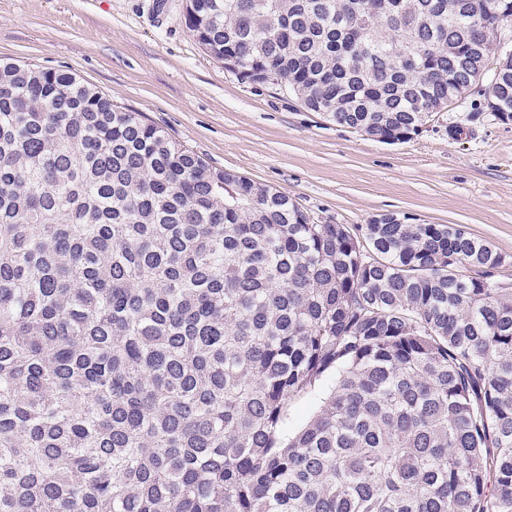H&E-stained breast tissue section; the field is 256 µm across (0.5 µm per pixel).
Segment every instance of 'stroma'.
<instances>
[{"instance_id": "obj_1", "label": "stroma", "mask_w": 512, "mask_h": 512, "mask_svg": "<svg viewBox=\"0 0 512 512\" xmlns=\"http://www.w3.org/2000/svg\"><path fill=\"white\" fill-rule=\"evenodd\" d=\"M184 11L185 0H0V59L73 74L211 166L287 193L315 223L396 212L463 225L505 256L495 277L512 283V123L478 109L479 95L382 143L241 81L201 50Z\"/></svg>"}]
</instances>
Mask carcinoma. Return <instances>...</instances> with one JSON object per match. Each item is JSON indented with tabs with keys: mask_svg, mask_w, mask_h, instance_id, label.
<instances>
[{
	"mask_svg": "<svg viewBox=\"0 0 512 512\" xmlns=\"http://www.w3.org/2000/svg\"><path fill=\"white\" fill-rule=\"evenodd\" d=\"M509 17L185 6L241 80L395 143L474 93L512 121ZM505 262L456 224H314L73 74L1 62L0 512H512ZM318 406L317 398L301 399L291 403L289 408L288 432L294 434L314 414Z\"/></svg>",
	"mask_w": 512,
	"mask_h": 512,
	"instance_id": "obj_1",
	"label": "carcinoma"
}]
</instances>
